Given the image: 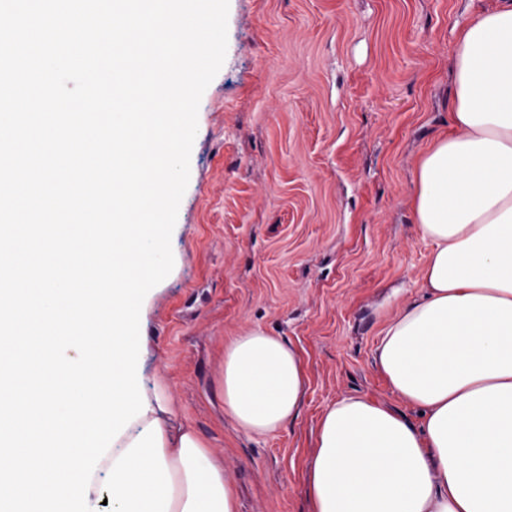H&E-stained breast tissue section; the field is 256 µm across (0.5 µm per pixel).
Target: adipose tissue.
<instances>
[{"mask_svg": "<svg viewBox=\"0 0 512 512\" xmlns=\"http://www.w3.org/2000/svg\"><path fill=\"white\" fill-rule=\"evenodd\" d=\"M452 130L420 158L414 220L431 250L422 294L375 350L420 424L362 397L328 406L306 468L311 512H512V0L453 49ZM224 408L263 435L298 412L297 353L262 332L224 351ZM99 464L112 512H236L223 461L164 387Z\"/></svg>", "mask_w": 512, "mask_h": 512, "instance_id": "obj_1", "label": "adipose tissue"}]
</instances>
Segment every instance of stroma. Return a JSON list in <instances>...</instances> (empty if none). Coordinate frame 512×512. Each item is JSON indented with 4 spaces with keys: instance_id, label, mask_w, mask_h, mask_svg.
<instances>
[{
    "instance_id": "35a3bbf8",
    "label": "stroma",
    "mask_w": 512,
    "mask_h": 512,
    "mask_svg": "<svg viewBox=\"0 0 512 512\" xmlns=\"http://www.w3.org/2000/svg\"><path fill=\"white\" fill-rule=\"evenodd\" d=\"M494 3L229 0L138 371L222 458L238 512H308L304 471L341 398L419 423L374 353L421 293L416 165L450 130L456 32ZM253 331L291 346L305 374L298 416L263 436L225 412L221 383L225 348Z\"/></svg>"
}]
</instances>
